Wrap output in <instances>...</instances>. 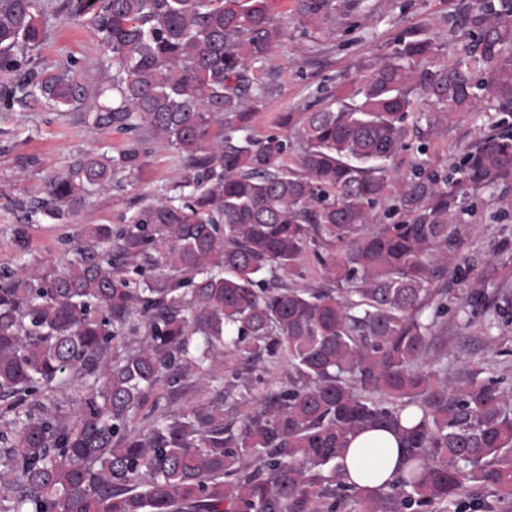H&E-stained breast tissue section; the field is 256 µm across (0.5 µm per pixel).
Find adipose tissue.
<instances>
[{
    "label": "adipose tissue",
    "instance_id": "obj_1",
    "mask_svg": "<svg viewBox=\"0 0 512 512\" xmlns=\"http://www.w3.org/2000/svg\"><path fill=\"white\" fill-rule=\"evenodd\" d=\"M401 459L402 453L393 434L367 431L352 441L342 475L353 487L378 486L397 473Z\"/></svg>",
    "mask_w": 512,
    "mask_h": 512
}]
</instances>
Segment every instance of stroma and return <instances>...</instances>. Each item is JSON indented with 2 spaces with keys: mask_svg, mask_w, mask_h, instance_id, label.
<instances>
[{
  "mask_svg": "<svg viewBox=\"0 0 512 512\" xmlns=\"http://www.w3.org/2000/svg\"><path fill=\"white\" fill-rule=\"evenodd\" d=\"M56 2L44 0L47 37L39 50L43 62L61 66L79 61L88 79L99 81L105 64L91 25L74 23L56 11ZM334 2L336 12L317 29L299 24L293 0H269L271 15L288 38L269 62L273 92L252 119L253 139L278 133L279 113L308 112L334 103L348 91L358 70L376 65L407 29L419 26L438 36L441 47L434 62L451 63L468 41L466 29L451 30V20L463 10L479 8L478 0H365L360 9L347 12L341 8L343 0ZM479 123L476 113L458 112L437 129L429 149L433 167L452 169L462 147L474 140ZM130 139L125 132L75 124L68 114L41 101L0 109V276L21 267L39 274L63 273L75 259L85 225H123L140 207L172 197L171 183L184 158L165 142L148 137L143 141L147 164L140 177L86 197L67 221L20 209V201L43 197L47 178L65 169L75 153L102 147L116 152ZM465 206L463 220L470 231L459 251L460 266L470 277L482 276L512 291V275L486 262L504 241L512 242V181L468 197ZM442 283L448 290V313L440 319L446 355L433 362V369L447 368L463 382L492 378L512 387V318L491 326L478 315L465 324L459 307L466 282L451 275ZM209 374L207 384L194 376L174 385L159 382L147 393L132 427L208 403L224 392L238 399L239 414H246L261 386L287 385L288 361L270 358L253 368L223 358L212 364Z\"/></svg>",
  "mask_w": 512,
  "mask_h": 512,
  "instance_id": "1",
  "label": "stroma"
}]
</instances>
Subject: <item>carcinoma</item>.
<instances>
[{
	"instance_id": "carcinoma-1",
	"label": "carcinoma",
	"mask_w": 512,
	"mask_h": 512,
	"mask_svg": "<svg viewBox=\"0 0 512 512\" xmlns=\"http://www.w3.org/2000/svg\"><path fill=\"white\" fill-rule=\"evenodd\" d=\"M325 21L332 0H294ZM91 24L112 69L94 87L79 62L35 57L42 0H0V108L30 100L92 129H145L185 158L172 188L119 227L87 224L89 245L64 273L0 281V512H498L512 497V389L461 383L426 365L445 356L435 317L457 261L462 199L512 177V0H485L456 23L476 37L449 64L422 28L406 31L350 93L313 112H282L255 142L272 93L265 64L283 44L267 0H59ZM489 114L449 172L429 169L423 138L455 112ZM413 118L416 159L392 195ZM299 139L296 167L282 158ZM136 138L114 156L76 154L46 183L60 220L115 174H139ZM394 200L401 220L380 221ZM334 247L327 257L320 248ZM333 288L279 284L307 255ZM433 315H426L430 306ZM462 311L512 315V293L479 277ZM145 327L110 357L117 332ZM255 363L284 356L288 384L237 417L224 395L130 429L146 393L203 372L215 353ZM92 380L72 420L28 397ZM397 436L406 468L355 489L340 459L361 433Z\"/></svg>"
}]
</instances>
